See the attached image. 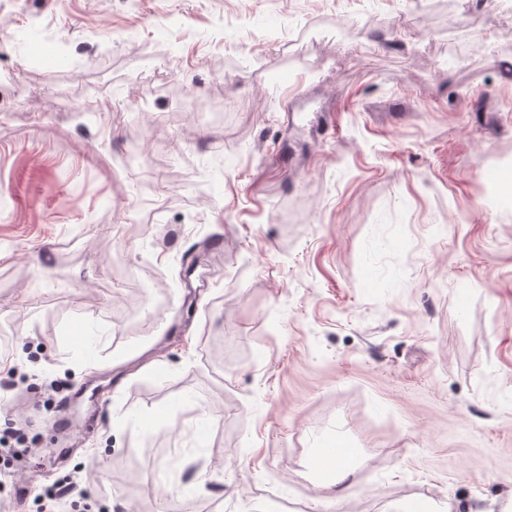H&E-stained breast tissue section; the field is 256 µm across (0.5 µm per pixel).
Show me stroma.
<instances>
[{
  "label": "stroma",
  "instance_id": "1",
  "mask_svg": "<svg viewBox=\"0 0 512 512\" xmlns=\"http://www.w3.org/2000/svg\"><path fill=\"white\" fill-rule=\"evenodd\" d=\"M0 340V512H504L512 0H0ZM345 452L342 456L335 458L336 473L333 480L328 484V488L336 492L341 490V485L346 481L353 472V453L349 448H344ZM74 490L71 482H59L53 484L44 491L43 498L46 503L43 505L44 510L52 512L63 501L70 500Z\"/></svg>",
  "mask_w": 512,
  "mask_h": 512
}]
</instances>
